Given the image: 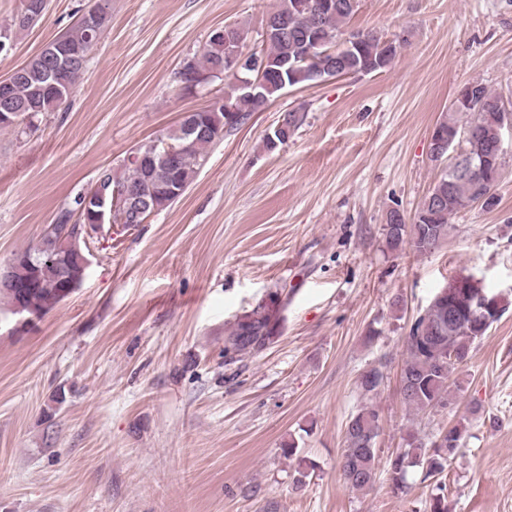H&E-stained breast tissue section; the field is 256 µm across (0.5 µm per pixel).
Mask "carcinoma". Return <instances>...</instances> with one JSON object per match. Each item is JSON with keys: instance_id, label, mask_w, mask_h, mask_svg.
I'll return each mask as SVG.
<instances>
[{"instance_id": "1", "label": "carcinoma", "mask_w": 512, "mask_h": 512, "mask_svg": "<svg viewBox=\"0 0 512 512\" xmlns=\"http://www.w3.org/2000/svg\"><path fill=\"white\" fill-rule=\"evenodd\" d=\"M322 0H278L266 14L265 20L275 25L288 19V29L275 37L266 47L264 55L268 83L258 94H250L242 86L252 77L242 69L231 90L224 93V110L209 109L196 112L199 125L206 132L196 138L185 137V122L162 134V138L183 145L178 158L168 164L153 159L128 158L126 171L121 176L105 169L98 181L107 190L121 189L128 184L140 188L142 194L156 210L161 211L173 203L172 195L163 188L164 180L180 186H189L204 165L209 147L223 140L224 133L245 123L255 112L262 111L281 91L297 86L316 85L328 77L334 68L346 75L371 74L385 69L384 41L372 32L358 33L359 40L337 41L347 21L355 14L359 0H336V7L324 10ZM69 52H85L89 46L88 28L80 22L70 33L57 38ZM318 56L329 52L321 60L324 68L302 63L290 69L281 66L283 58L294 60L308 48ZM85 64L74 61L58 74L61 88L48 84L47 64L34 60L11 87L13 107L21 116L31 118L47 112H57L71 101L69 92L75 91L77 79ZM202 71L224 72V43L205 44L201 57L185 65L183 80L191 82ZM512 115V103L491 92L486 85L474 82L466 85L453 103L448 118L434 130V138L459 142L465 130L477 132L475 141L464 142L473 154L477 171L468 177H457L444 169L432 189L424 197L412 219H406L398 208L386 215L387 243L397 249L409 243L417 253L426 254L438 249L448 239L449 219L472 207L483 195L489 196L487 209L498 205L497 182L490 174L501 160L497 144L504 129L507 115ZM302 117L289 110L282 113L273 135L265 136L262 148L275 151L299 127ZM73 210L64 209L52 224H46L38 240L27 248L12 254L14 276L19 280L32 278L38 283L31 300L34 311L42 317L65 300L62 290L70 283L81 284L85 269L74 263L72 257L88 249L87 240L76 231L71 222ZM506 311L505 301H499L496 315L483 321L471 310L468 297L460 296L453 303L433 298L427 309L412 322L405 338L407 358L401 378V399L411 410L421 413L448 405V381L455 366L466 361L470 346L485 336L491 326ZM276 333L275 319L266 306H257L239 318L224 337V363L235 364L244 355L262 352ZM384 381L382 367L373 366L357 382L364 397L379 393ZM380 433V414L371 404H363L350 416L347 423L346 448L340 460L341 475L353 490L371 487L378 470L377 438ZM462 438V428L454 426L444 432L442 443L428 445L415 434L408 435L407 448L391 455L388 471L397 490L406 488L408 468H422L423 480H434L431 512H447V485L442 474L455 458Z\"/></svg>"}]
</instances>
